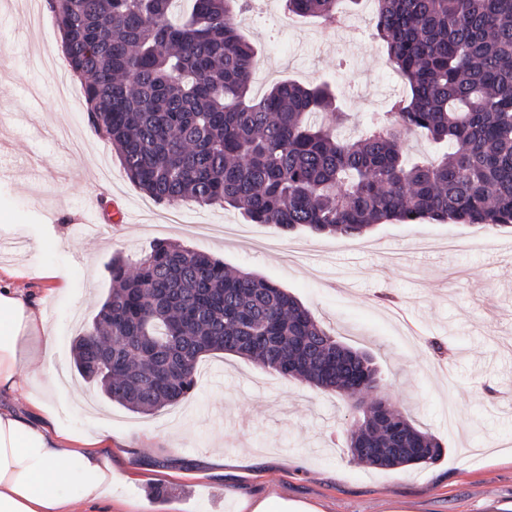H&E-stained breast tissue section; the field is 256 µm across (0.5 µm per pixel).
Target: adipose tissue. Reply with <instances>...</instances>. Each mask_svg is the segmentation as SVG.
Masks as SVG:
<instances>
[{
	"instance_id": "ef3b65f1",
	"label": "adipose tissue",
	"mask_w": 512,
	"mask_h": 512,
	"mask_svg": "<svg viewBox=\"0 0 512 512\" xmlns=\"http://www.w3.org/2000/svg\"><path fill=\"white\" fill-rule=\"evenodd\" d=\"M57 343L39 302L0 286V512H112V464L99 452L111 429L89 439L47 427L54 411L46 394L56 379L42 360ZM24 399L42 415L14 409Z\"/></svg>"
}]
</instances>
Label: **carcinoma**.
<instances>
[{"instance_id": "carcinoma-1", "label": "carcinoma", "mask_w": 512, "mask_h": 512, "mask_svg": "<svg viewBox=\"0 0 512 512\" xmlns=\"http://www.w3.org/2000/svg\"><path fill=\"white\" fill-rule=\"evenodd\" d=\"M340 0H285L333 23ZM372 37L408 91L340 136L326 84L252 91L257 51L242 0H56L63 56L82 79L87 118L127 178L159 204L229 205L289 233L359 237L387 221L512 223V0H374ZM419 135L443 151L408 157ZM112 288L75 365L134 413L197 385L223 351L346 397L349 447L382 469L432 464L441 442L378 396L365 353L338 341L275 283L207 253L157 241L134 270L112 258ZM112 337V367L93 338Z\"/></svg>"}]
</instances>
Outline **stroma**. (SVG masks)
Returning a JSON list of instances; mask_svg holds the SVG:
<instances>
[{"mask_svg": "<svg viewBox=\"0 0 512 512\" xmlns=\"http://www.w3.org/2000/svg\"><path fill=\"white\" fill-rule=\"evenodd\" d=\"M372 14V0H362L330 35L288 15L284 0H259L239 18L261 48L253 91L285 77L337 82L355 116L349 131L360 134L404 89L371 38ZM60 43L49 10L0 0V267L12 287L44 299L57 333L44 363L68 379L54 399L57 424L84 435L107 426L129 440L112 447V512H252L266 498L316 512H487L486 503H512V227L391 221L348 239L284 234L229 207L155 203L89 126ZM101 192L129 219L104 221L97 234L80 219L87 196ZM211 224L238 234L211 237ZM162 239L279 285L339 341L369 353L385 399L441 440L442 458L367 467L344 444L347 399L222 352L201 359L189 395L153 414L103 399L75 371L71 341L106 299L113 257L137 261ZM50 265L69 271L53 292L39 276ZM434 339L448 354L429 350ZM218 453L225 466L208 465Z\"/></svg>", "mask_w": 512, "mask_h": 512, "instance_id": "1", "label": "stroma"}]
</instances>
